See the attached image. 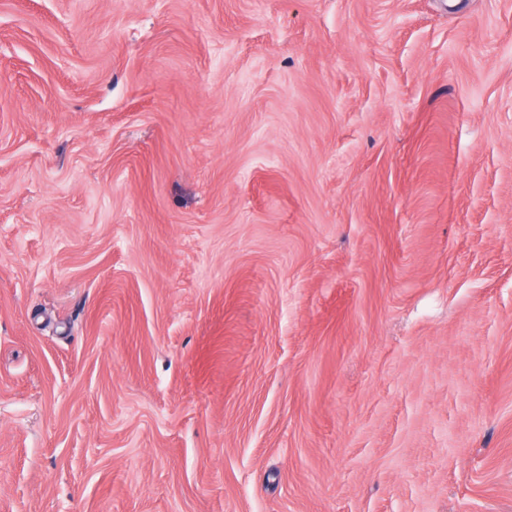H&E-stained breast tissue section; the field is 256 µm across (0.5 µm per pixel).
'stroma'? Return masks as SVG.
<instances>
[{"label": "stroma", "mask_w": 512, "mask_h": 512, "mask_svg": "<svg viewBox=\"0 0 512 512\" xmlns=\"http://www.w3.org/2000/svg\"><path fill=\"white\" fill-rule=\"evenodd\" d=\"M0 512H512V0H0Z\"/></svg>", "instance_id": "obj_1"}]
</instances>
